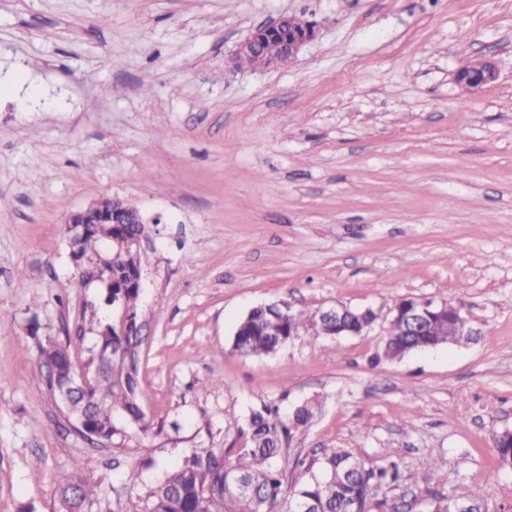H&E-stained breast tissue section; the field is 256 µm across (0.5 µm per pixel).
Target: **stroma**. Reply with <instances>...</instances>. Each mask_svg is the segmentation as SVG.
Returning <instances> with one entry per match:
<instances>
[{"instance_id":"35a3bbf8","label":"stroma","mask_w":512,"mask_h":512,"mask_svg":"<svg viewBox=\"0 0 512 512\" xmlns=\"http://www.w3.org/2000/svg\"><path fill=\"white\" fill-rule=\"evenodd\" d=\"M288 13L320 33L280 68L233 69ZM494 57L469 93L461 66ZM118 198L145 221L141 406L104 447L47 390L38 342L102 309L66 217ZM449 299L483 336L377 361L384 326L234 353L254 306L387 316ZM38 333H31V323ZM315 400L288 457L394 449L379 512L432 489L512 512V0H0V512H56L74 464L86 512H123L189 452L228 448L250 412ZM499 77V70L496 61L492 57L482 59L476 70H467L463 67L454 74V81L466 91H479L494 84ZM77 487L81 501L92 503L96 496V490L87 478H85L78 464H74L71 471L63 474L59 479V510L58 512H72L79 504L70 498L69 491Z\"/></svg>"}]
</instances>
